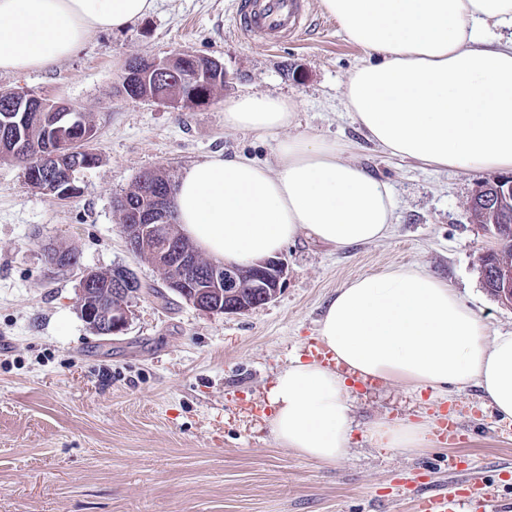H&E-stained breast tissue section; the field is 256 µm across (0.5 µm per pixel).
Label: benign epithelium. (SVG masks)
Returning <instances> with one entry per match:
<instances>
[{
    "label": "benign epithelium",
    "mask_w": 512,
    "mask_h": 512,
    "mask_svg": "<svg viewBox=\"0 0 512 512\" xmlns=\"http://www.w3.org/2000/svg\"><path fill=\"white\" fill-rule=\"evenodd\" d=\"M196 59L197 56L188 53L175 54L164 60L147 59L140 62L133 59L127 63L121 75V84L130 93L137 95L140 85L147 82L150 76H162L173 85L175 96L169 102L184 104L189 99L196 104H203L208 101V94L202 90H194L189 97H183L184 85L188 81L185 70ZM14 102L21 103L26 112L73 111V106L67 102H53L31 96L21 100L16 98ZM94 135L95 130L88 125L81 129L61 128L58 143L48 147L39 165L27 168L29 182L36 184L57 174V163L64 158L71 166L56 181L58 191L63 197L75 194V173L92 164L93 151L89 144ZM141 184L150 207L135 213L133 221L122 225V232L131 249L147 246L158 233L164 235V244L153 247V251L156 256L154 264L161 272L163 286L168 291L199 310L228 315L245 313L277 297L287 280L288 265L283 258H264L246 269L215 262L203 272L198 270L191 253L175 244V236L167 221L170 193L156 184L149 174L141 178ZM43 251L51 269L62 271L72 268L71 261L55 245L46 243ZM488 258L486 252L480 256L481 272L484 275L490 272L498 275L497 297L503 305L512 307V262L500 255L494 263L489 262ZM95 274L93 269L84 271L78 288L79 301L85 302L91 297ZM144 293L145 288L131 269L114 266L112 296L124 299L127 304L120 308H88L83 320L101 336L122 334L130 323L128 301Z\"/></svg>",
    "instance_id": "1"
}]
</instances>
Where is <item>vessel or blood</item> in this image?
Segmentation results:
<instances>
[{
    "mask_svg": "<svg viewBox=\"0 0 512 512\" xmlns=\"http://www.w3.org/2000/svg\"><path fill=\"white\" fill-rule=\"evenodd\" d=\"M306 15L304 0H238L235 29L246 39L274 47L298 37ZM458 501L432 493L417 505L419 512H456Z\"/></svg>",
    "mask_w": 512,
    "mask_h": 512,
    "instance_id": "obj_1",
    "label": "vessel or blood"
}]
</instances>
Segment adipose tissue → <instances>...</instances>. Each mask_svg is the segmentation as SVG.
Listing matches in <instances>:
<instances>
[{"label":"adipose tissue","mask_w":512,"mask_h":512,"mask_svg":"<svg viewBox=\"0 0 512 512\" xmlns=\"http://www.w3.org/2000/svg\"><path fill=\"white\" fill-rule=\"evenodd\" d=\"M156 0H0V74L48 71L98 32L150 14ZM370 62L345 87L346 107L391 154L472 172L512 170V0H322ZM296 106L248 94L224 105V125L260 135L289 124ZM276 168L216 153L191 165L174 196L182 233L217 262L247 266L306 236L338 248L384 238L390 186L342 159L336 142L278 140ZM318 337L361 376L414 389L478 386L512 419V332L487 338L483 321L446 280L400 266L352 280L326 304ZM271 433L284 448L327 463L351 433L344 378L294 359L269 392ZM382 448L415 451L426 426L380 419Z\"/></svg>","instance_id":"ef3b65f1"}]
</instances>
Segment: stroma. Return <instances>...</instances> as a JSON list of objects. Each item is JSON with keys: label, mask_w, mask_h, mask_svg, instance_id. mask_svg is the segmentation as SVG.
I'll use <instances>...</instances> for the list:
<instances>
[{"label": "stroma", "mask_w": 512, "mask_h": 512, "mask_svg": "<svg viewBox=\"0 0 512 512\" xmlns=\"http://www.w3.org/2000/svg\"><path fill=\"white\" fill-rule=\"evenodd\" d=\"M311 2L303 35L269 48L234 35L237 0H157L53 70L0 75L2 91L89 114L100 158L68 199L32 188L0 158V512H414L433 490L461 492L459 512H512V420L474 385L348 382L349 451L335 463L279 447L271 433L276 374L307 357L326 302L350 280L416 264L453 285L487 336L512 332V309L478 270L480 254L499 246L494 229L468 219L494 174L428 167L368 140L345 86L370 55ZM178 52L223 63L224 86L209 102L176 107L120 92L128 61ZM243 94L296 103L282 136L350 143L344 160L394 195L387 237L346 248L298 238L282 251L287 283L264 306L215 315L175 296L138 297L124 333L96 335L80 314L79 270L49 273L40 242L77 249L81 268L123 265L160 287L156 266L128 250L116 202L145 172L177 179L217 152L275 166L273 138L224 125L225 101ZM379 419L428 421L423 451L378 447L367 430ZM451 420L460 431L448 445L438 431ZM452 456L473 463L469 486L449 472Z\"/></svg>", "instance_id": "stroma-1"}]
</instances>
